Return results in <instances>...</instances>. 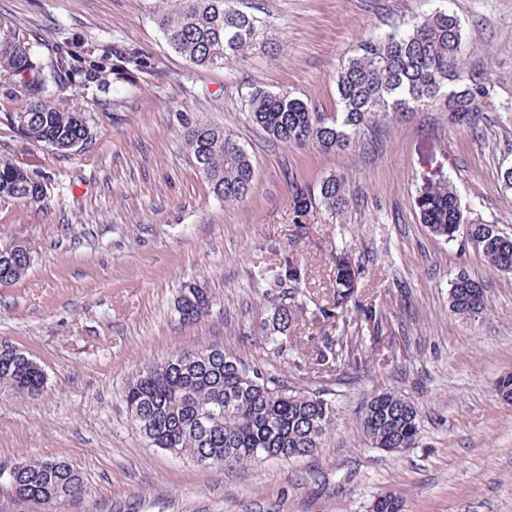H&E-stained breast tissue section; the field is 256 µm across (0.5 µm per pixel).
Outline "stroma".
Masks as SVG:
<instances>
[{
    "instance_id": "1",
    "label": "stroma",
    "mask_w": 512,
    "mask_h": 512,
    "mask_svg": "<svg viewBox=\"0 0 512 512\" xmlns=\"http://www.w3.org/2000/svg\"><path fill=\"white\" fill-rule=\"evenodd\" d=\"M265 46L220 68L196 67L166 43L141 0H0V25L38 41L41 64L80 54L105 87L81 76L47 83L48 99L81 108L93 138L60 153L21 137L5 117L27 94L0 77V156L44 183L40 200L0 197V247L22 243L25 274L0 283V343L46 375L37 397L0 395V463L65 456L81 469L82 499L69 512H371L395 496L406 512H512V402L496 383L512 374V273L488 265L464 240L422 224L420 189L447 181L465 217L512 234V0H253ZM444 9L463 28L465 69L477 68L497 122L485 136L453 125L433 103L377 121L342 153L284 144L247 118L251 88L289 92L319 112L336 110L334 76L357 46L393 23ZM142 57L146 74L112 73L114 54ZM223 127L249 153L255 181L245 201L212 193L185 141L188 125ZM344 175L345 209L297 217V188ZM363 263V303L382 309L381 335L360 332L361 363L333 373L297 366L323 323L304 314L277 353L262 329L273 299L257 267L293 250L309 268L312 303L333 292L336 250ZM483 282L479 317L448 307L460 270ZM213 298L182 323L185 282ZM223 347L248 366L300 389L329 390L331 429L317 451L290 460L203 465L151 447L122 391L137 372L193 345ZM392 391L419 417L414 447H369L360 417Z\"/></svg>"
}]
</instances>
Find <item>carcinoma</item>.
Here are the masks:
<instances>
[{"instance_id":"1","label":"carcinoma","mask_w":512,"mask_h":512,"mask_svg":"<svg viewBox=\"0 0 512 512\" xmlns=\"http://www.w3.org/2000/svg\"><path fill=\"white\" fill-rule=\"evenodd\" d=\"M155 16L167 44L189 63L222 67L224 62L264 41L266 28L242 0H142ZM463 35L458 20L436 10L393 26L376 39L362 42L355 55L336 71L338 109L333 116L315 111L288 93L253 88L247 96L249 120L273 139L285 144L310 143L323 152L340 153L369 131L376 120L411 112L421 105L444 103L454 123L484 132L494 119L482 102L488 89L475 77L464 75ZM143 65L137 58L118 54L112 63L116 75L136 77ZM75 71V61L62 57L49 78L63 83ZM0 74L23 76L29 97L6 121L22 137L59 152L79 149L92 137L84 112L68 110L41 95L47 76L39 64L37 44L14 30L0 27ZM185 140L197 168L216 198L238 203L247 198L255 170L245 149L224 131L205 122L188 127ZM41 181L6 157H0V197L36 200L43 196ZM298 212L312 209L332 214L348 203L343 176L323 181L315 191L296 194ZM420 219L430 233L451 242L466 226L465 240L492 266L512 272V235L479 217L464 219L453 187L439 183L420 190L416 198ZM28 249L20 244L0 248V282L19 279L29 268ZM332 299L316 307L315 320L330 330L314 344L313 366L335 372L361 360L358 346L348 343L350 320L369 330H383L385 317L358 298V280L364 268L342 250L336 255ZM255 278L276 295L268 320L270 339L280 351L296 347L301 337L288 339V329L306 311L308 267L293 252L255 272ZM448 303L463 318L486 307L485 285L465 270L450 281ZM213 304L203 289L187 283L177 308L185 323L206 315ZM357 316H352V313ZM41 367L23 352L0 345V392L36 396L44 388ZM326 389H292L273 376L251 368L223 348L207 345L181 349L163 363L138 372L122 398L139 431L155 448L211 465L251 463L266 458L310 455L333 421V406ZM360 425L373 448L400 452L419 436L418 413L413 405L391 391L375 393L366 403ZM0 476L8 491V510L37 508L65 512V503L84 494L80 469L63 457L18 460Z\"/></svg>"}]
</instances>
